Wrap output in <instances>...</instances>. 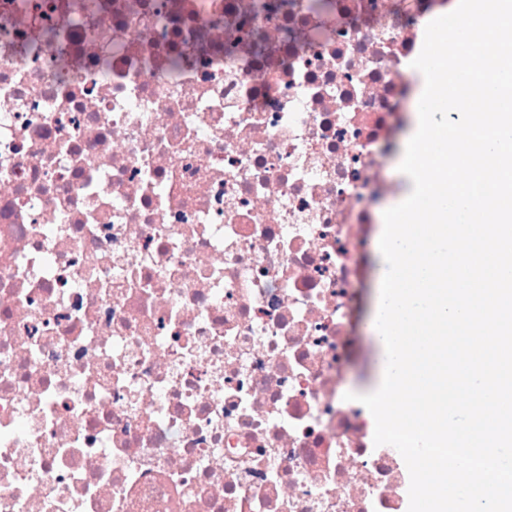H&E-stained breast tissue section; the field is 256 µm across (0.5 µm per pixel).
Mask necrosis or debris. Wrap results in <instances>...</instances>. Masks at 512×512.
<instances>
[{
    "label": "necrosis or debris",
    "mask_w": 512,
    "mask_h": 512,
    "mask_svg": "<svg viewBox=\"0 0 512 512\" xmlns=\"http://www.w3.org/2000/svg\"><path fill=\"white\" fill-rule=\"evenodd\" d=\"M323 2L0 0V512H408L340 378L427 22Z\"/></svg>",
    "instance_id": "1"
}]
</instances>
